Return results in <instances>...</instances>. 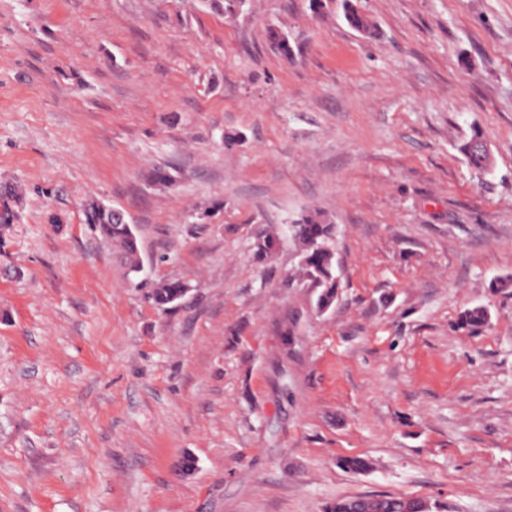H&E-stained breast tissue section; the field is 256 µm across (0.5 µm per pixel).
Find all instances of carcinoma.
<instances>
[{"label":"carcinoma","instance_id":"carcinoma-1","mask_svg":"<svg viewBox=\"0 0 512 512\" xmlns=\"http://www.w3.org/2000/svg\"><path fill=\"white\" fill-rule=\"evenodd\" d=\"M211 11L234 16L241 11L246 0H201ZM344 18L347 23L366 37L378 35L375 24L352 0L343 2ZM485 136L474 127L467 139L458 145V150L466 163L478 174L486 172L492 159L483 149ZM84 221L98 227L101 234L112 243L124 264L126 277L133 280L142 270V261L135 235L132 218L123 210L101 201L86 204ZM288 233L297 246L299 263L297 275L292 281L302 288L313 289L314 309L318 313L328 311L335 303L339 288L336 274V253L331 246L336 233L335 225L317 213H308L295 223L288 225ZM280 244V236L266 228L255 236L252 245V259L257 265L267 264ZM190 287L179 280L160 281L153 285L151 299L162 310L177 306L189 293ZM489 310L476 306L465 310L457 320V328L470 332L478 331L488 325ZM416 504L429 509L425 501L416 498L385 496L377 498L349 497L339 499L326 506V512H402L406 504Z\"/></svg>","mask_w":512,"mask_h":512}]
</instances>
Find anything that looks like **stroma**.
Here are the masks:
<instances>
[{
  "mask_svg": "<svg viewBox=\"0 0 512 512\" xmlns=\"http://www.w3.org/2000/svg\"><path fill=\"white\" fill-rule=\"evenodd\" d=\"M358 4L379 37L308 0H0V512H512V0ZM90 199L131 216L145 279L190 285L177 308ZM311 210L336 226L323 314L289 283ZM485 136L478 128H472L471 134L459 145L458 150L466 163L478 174L486 172L491 166L492 159L483 149ZM83 215L85 223L97 226L118 251L126 277L133 282L142 270V261L132 218L125 211L98 200L86 204ZM280 244V236L278 233L266 228L255 236L252 245V259L257 265L267 264L277 250ZM489 321V310L485 306H476L461 313L457 320V328L474 332L487 326ZM363 499L364 501H360ZM409 504H416L417 506H424V510H429V505L425 501L416 498H403L395 496H385L377 498H362V497H349L336 500L330 505L326 506V512H358L362 510H369L371 512H400L403 506ZM431 512V511H430Z\"/></svg>",
  "mask_w": 512,
  "mask_h": 512,
  "instance_id": "obj_1",
  "label": "stroma"
}]
</instances>
